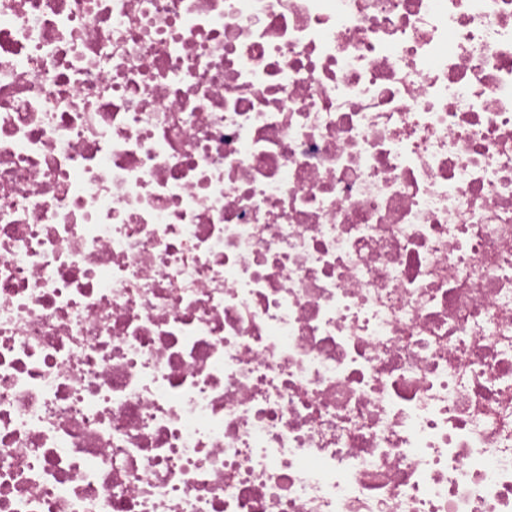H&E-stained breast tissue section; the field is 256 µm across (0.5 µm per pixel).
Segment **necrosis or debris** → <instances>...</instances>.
Instances as JSON below:
<instances>
[{
  "label": "necrosis or debris",
  "mask_w": 512,
  "mask_h": 512,
  "mask_svg": "<svg viewBox=\"0 0 512 512\" xmlns=\"http://www.w3.org/2000/svg\"><path fill=\"white\" fill-rule=\"evenodd\" d=\"M0 512H512V0H0Z\"/></svg>",
  "instance_id": "necrosis-or-debris-1"
}]
</instances>
